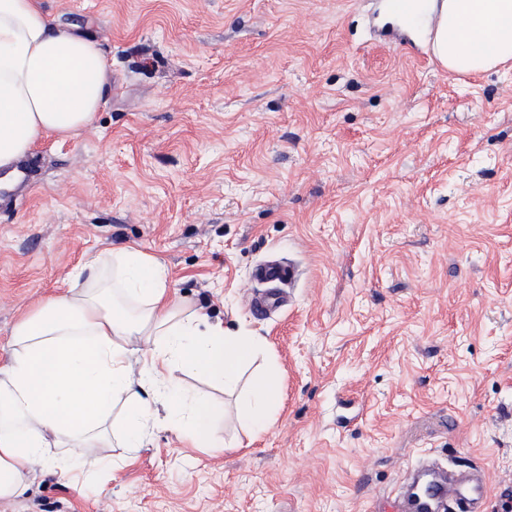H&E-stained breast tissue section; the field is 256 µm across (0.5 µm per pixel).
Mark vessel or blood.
<instances>
[{
    "instance_id": "obj_1",
    "label": "vessel or blood",
    "mask_w": 512,
    "mask_h": 512,
    "mask_svg": "<svg viewBox=\"0 0 512 512\" xmlns=\"http://www.w3.org/2000/svg\"><path fill=\"white\" fill-rule=\"evenodd\" d=\"M296 277L297 271L290 265L267 263L256 267L252 283L267 284L268 289L253 300L254 312L264 315L281 309L284 298L275 287ZM412 474V481L406 482L395 498L397 512H488L490 487L484 470H454L425 459Z\"/></svg>"
}]
</instances>
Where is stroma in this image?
Segmentation results:
<instances>
[{"label":"stroma","mask_w":512,"mask_h":512,"mask_svg":"<svg viewBox=\"0 0 512 512\" xmlns=\"http://www.w3.org/2000/svg\"><path fill=\"white\" fill-rule=\"evenodd\" d=\"M384 0H43L98 41L91 129L0 179V362L21 313L132 245L277 371L266 430L165 427L86 488L44 471L0 512H377L422 457L512 486V61L448 72ZM267 259L287 305L247 307ZM297 277L296 269L291 266L267 263L254 269L251 276V285L257 283L281 284L288 282L291 284Z\"/></svg>","instance_id":"35a3bbf8"}]
</instances>
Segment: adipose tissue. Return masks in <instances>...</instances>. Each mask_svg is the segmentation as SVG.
Listing matches in <instances>:
<instances>
[{
	"label": "adipose tissue",
	"mask_w": 512,
	"mask_h": 512,
	"mask_svg": "<svg viewBox=\"0 0 512 512\" xmlns=\"http://www.w3.org/2000/svg\"><path fill=\"white\" fill-rule=\"evenodd\" d=\"M407 2L435 22L434 53L448 71L512 60V0H443L436 17ZM110 84L96 42L56 25L41 0H0V171L12 175L44 139L88 128ZM261 347L185 308L156 257L130 245L92 256L12 329L0 365V499L39 468L95 486L159 420L194 447H223V405L185 379L236 387ZM278 406L274 382L262 379L236 419L259 432Z\"/></svg>",
	"instance_id": "1"
}]
</instances>
